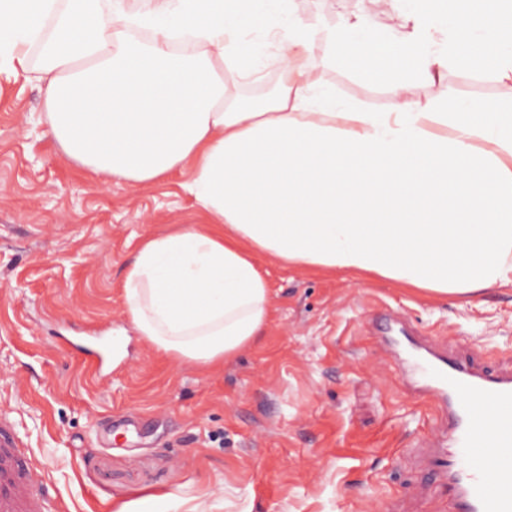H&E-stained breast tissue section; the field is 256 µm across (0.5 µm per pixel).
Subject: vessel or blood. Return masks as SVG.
<instances>
[{"instance_id": "obj_1", "label": "vessel or blood", "mask_w": 512, "mask_h": 512, "mask_svg": "<svg viewBox=\"0 0 512 512\" xmlns=\"http://www.w3.org/2000/svg\"><path fill=\"white\" fill-rule=\"evenodd\" d=\"M391 324L406 349L400 370L448 415L440 451L455 512H512V372L433 345L409 331L399 312ZM26 455L0 420V512H64L44 487L42 463Z\"/></svg>"}]
</instances>
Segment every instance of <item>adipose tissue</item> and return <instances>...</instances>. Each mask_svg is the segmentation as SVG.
I'll return each instance as SVG.
<instances>
[{"label": "adipose tissue", "instance_id": "adipose-tissue-1", "mask_svg": "<svg viewBox=\"0 0 512 512\" xmlns=\"http://www.w3.org/2000/svg\"><path fill=\"white\" fill-rule=\"evenodd\" d=\"M325 33L372 76L397 60L426 79L448 67L512 81V0H386ZM316 29L290 0H0L10 72L42 50L45 116L63 153L139 185L195 160L188 190L215 222L149 238L129 264L134 335L172 360L212 366L262 336L270 288L255 261L375 273L437 295L512 285V109L464 101L426 111L399 87L388 112H338L300 56ZM281 82L239 101L228 75ZM450 126L452 136L435 134Z\"/></svg>", "mask_w": 512, "mask_h": 512}]
</instances>
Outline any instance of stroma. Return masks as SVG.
Here are the masks:
<instances>
[{
	"label": "stroma",
	"instance_id": "1",
	"mask_svg": "<svg viewBox=\"0 0 512 512\" xmlns=\"http://www.w3.org/2000/svg\"><path fill=\"white\" fill-rule=\"evenodd\" d=\"M383 0H293L339 25ZM314 79L358 111L388 112L395 79L334 63L315 41ZM37 60L0 77V415L45 465L67 512H453L430 446L434 404L396 368L373 319L384 305L438 345L512 370V288L434 298L364 273L257 263L271 294L264 334L216 368L124 336V275L141 243L210 223L190 169L144 185L68 159L43 120ZM421 106L512 107L496 72L448 68L415 83Z\"/></svg>",
	"mask_w": 512,
	"mask_h": 512
}]
</instances>
